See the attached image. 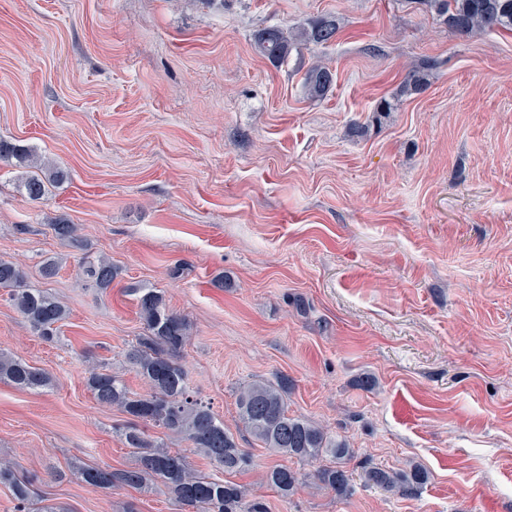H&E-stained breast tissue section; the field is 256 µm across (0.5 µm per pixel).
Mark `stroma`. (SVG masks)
I'll return each instance as SVG.
<instances>
[{"instance_id":"stroma-1","label":"stroma","mask_w":512,"mask_h":512,"mask_svg":"<svg viewBox=\"0 0 512 512\" xmlns=\"http://www.w3.org/2000/svg\"><path fill=\"white\" fill-rule=\"evenodd\" d=\"M324 15L330 44L283 67L255 52L258 29ZM426 59L424 91L399 95ZM314 63L336 76L315 102ZM0 138L69 174L32 201L25 168L0 163V259L69 310L47 342L0 295V349L51 379L0 380V463L37 476V498L191 512L163 486L77 473L136 462L126 415L86 379L104 364L146 392L125 353L143 334L135 291L154 288L191 326L190 393L252 457L229 481L268 512H512V31L459 34L421 0H0ZM89 256L121 267L111 290ZM283 375L289 416L353 448L350 497L267 485L274 466H311L251 436L236 400ZM415 465L412 498L361 480Z\"/></svg>"}]
</instances>
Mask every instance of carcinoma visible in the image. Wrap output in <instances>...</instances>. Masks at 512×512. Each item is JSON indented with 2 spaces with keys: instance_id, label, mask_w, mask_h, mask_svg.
<instances>
[{
  "instance_id": "carcinoma-1",
  "label": "carcinoma",
  "mask_w": 512,
  "mask_h": 512,
  "mask_svg": "<svg viewBox=\"0 0 512 512\" xmlns=\"http://www.w3.org/2000/svg\"><path fill=\"white\" fill-rule=\"evenodd\" d=\"M424 4L460 34L483 28L512 30V0H424ZM337 31L336 19L323 16L309 27L295 31L280 26L263 27L254 33L253 45L259 55L278 66L287 63L292 53L304 44L324 45L334 41ZM334 82L335 74L328 67L315 64L305 74L306 95L312 100L323 99ZM422 90L423 76L421 71L414 70L403 81L400 92L417 94ZM33 158L31 149L0 139L1 162L15 159L25 163ZM67 178V172L56 167L44 177L25 176L21 187L29 200L38 201L44 197L48 184H59ZM86 273L104 293L112 288L119 267L103 259L88 260ZM26 278L22 267L0 260V290L7 292L9 300L37 335L50 341L59 334L60 323L67 318L68 311L56 298L28 287ZM132 292L137 295L144 333L125 358L147 382L149 392L144 395L130 392L124 380L105 365L90 371L87 385L99 404L115 407L128 416L123 436L127 446L136 450V464L116 472L83 466L78 469L81 479L100 489H109L116 482L135 489H149L160 483L179 504L194 512H267L266 505L241 485L216 475L190 472L184 455L152 444L140 429L139 424L145 423L184 436L203 452L217 472H242L252 464L251 456L239 448L233 434L224 427V421L187 394V372L177 361V354L189 338L188 321L168 308L162 292L154 288H134ZM0 378L29 390L50 384L44 371L2 351ZM287 390L286 377L275 386L262 381L244 386L237 398L242 424L265 447L283 456L311 461L329 456L336 464L322 466L312 474L286 465L276 466L267 471L266 483L286 499L310 479L334 491L338 497L350 495L352 474L347 463L353 458V449L323 429L289 416L284 400ZM365 479L369 484L407 498L418 494L427 473L417 466L402 472L373 468L366 472ZM33 483L32 479L18 477L13 466L0 463V484L11 490L17 501V512H67L54 503L30 508Z\"/></svg>"
}]
</instances>
